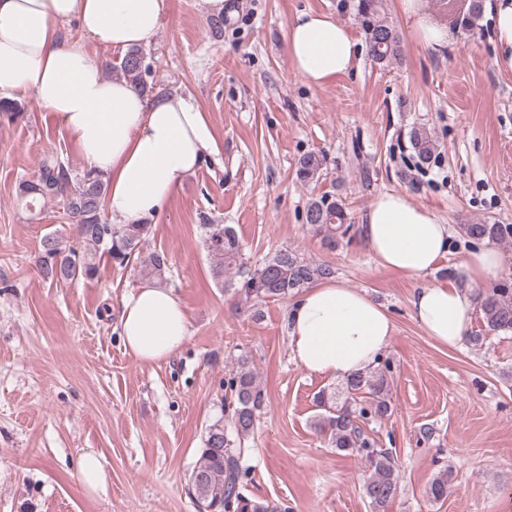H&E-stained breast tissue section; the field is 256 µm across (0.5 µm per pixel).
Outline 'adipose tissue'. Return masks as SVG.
<instances>
[{"instance_id":"1","label":"adipose tissue","mask_w":512,"mask_h":512,"mask_svg":"<svg viewBox=\"0 0 512 512\" xmlns=\"http://www.w3.org/2000/svg\"><path fill=\"white\" fill-rule=\"evenodd\" d=\"M166 0H0V98L33 93L64 129L86 169L108 184L106 210L116 224L156 220L212 142L204 112L191 102L146 97L64 30L78 21L95 42L146 47L159 33ZM497 37L495 64L512 70V0H489ZM294 71L324 86L354 65L356 42L329 14L303 10L288 24ZM447 222L403 192L376 196L364 218V247L384 269L418 279L414 321L439 346L462 348L479 310L481 287L496 282L506 259L491 244L470 251L447 282L426 278L449 253ZM127 353L146 364L167 361L189 336L185 308L169 288L145 284L124 297L120 315ZM290 351L310 375L346 380L373 367L394 325L365 291L327 279L305 288L286 317Z\"/></svg>"}]
</instances>
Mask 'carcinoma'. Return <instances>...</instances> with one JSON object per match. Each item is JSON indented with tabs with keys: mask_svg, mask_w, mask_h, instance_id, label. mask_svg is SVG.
Masks as SVG:
<instances>
[{
	"mask_svg": "<svg viewBox=\"0 0 512 512\" xmlns=\"http://www.w3.org/2000/svg\"><path fill=\"white\" fill-rule=\"evenodd\" d=\"M383 0H360L358 18L365 34L368 53L379 64L391 66L402 61L399 32L383 17ZM120 76L141 91L149 66L142 49L131 48L113 66ZM408 141L416 164L423 166L438 157L437 143L423 125L414 126ZM324 154L309 152L299 159L297 178L316 182L326 168ZM106 184L102 176L90 171L72 178L57 154L45 155L34 179L19 184V200L36 212L40 203L59 202L74 223L76 244L57 234H47L40 242L38 265L48 280H92L99 271L98 261L106 256L120 268L137 260L140 271L160 279L167 269L163 253L142 254V244L150 233L149 224H111L104 218ZM305 223L321 236L324 246L336 248L338 240L349 235L353 225L341 203L327 197L312 199L305 210ZM204 243L216 258L212 277L225 289L249 300H284L319 280L333 276V268L313 263L293 250L282 248L251 269L243 262L242 248L235 230L228 224L201 225ZM459 232L475 248L485 242H512V224H461ZM236 270L240 280H224V273ZM482 332L470 337L480 345L486 335L512 334V286L504 283L484 294L479 306ZM389 361L345 381L346 397L334 391H321L314 399L318 410L315 429L328 437L342 452H354L363 461L367 478L363 494L371 512H388L398 492V474L392 455L377 447L365 432L369 423L382 419L391 410L389 398ZM229 401L224 414L205 431L200 457L188 476L189 492L199 512H288L284 504L259 502L244 495L243 483L249 476L241 457L247 451L244 442L253 433L256 414L265 405V393L249 361L242 358L237 369L224 382ZM454 490L452 472H438L427 489L433 501H443Z\"/></svg>",
	"mask_w": 512,
	"mask_h": 512,
	"instance_id": "obj_1",
	"label": "carcinoma"
}]
</instances>
